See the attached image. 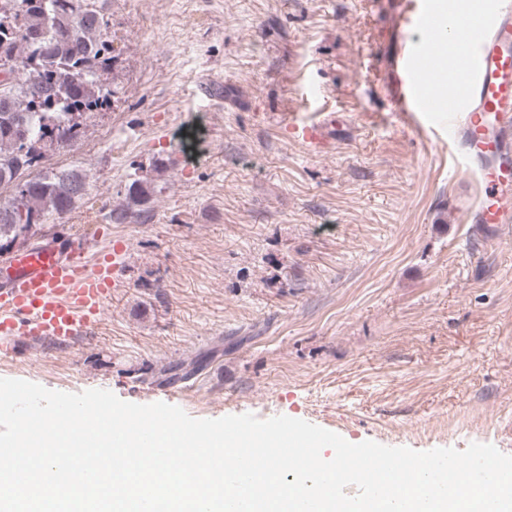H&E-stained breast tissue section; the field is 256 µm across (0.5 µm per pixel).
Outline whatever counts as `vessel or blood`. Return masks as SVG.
I'll return each mask as SVG.
<instances>
[{"label": "vessel or blood", "instance_id": "1", "mask_svg": "<svg viewBox=\"0 0 512 512\" xmlns=\"http://www.w3.org/2000/svg\"><path fill=\"white\" fill-rule=\"evenodd\" d=\"M401 26L420 30L425 41L410 45L383 89L401 115L413 122L444 112L461 127L462 157L475 164L478 224H512V0H480L461 21L447 26L433 0H404ZM463 53L458 89L447 100L424 93L423 81L444 45ZM331 117H288L281 127L309 152H324ZM128 244L113 241L94 265L64 242L16 254L0 275V354H16L21 341L66 342L96 328L115 286Z\"/></svg>", "mask_w": 512, "mask_h": 512}]
</instances>
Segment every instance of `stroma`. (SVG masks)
I'll return each instance as SVG.
<instances>
[{
  "mask_svg": "<svg viewBox=\"0 0 512 512\" xmlns=\"http://www.w3.org/2000/svg\"><path fill=\"white\" fill-rule=\"evenodd\" d=\"M401 2L108 0V104L52 159L87 194L42 235L129 250L96 329L19 347L0 378L151 404L159 370L200 355L174 401L195 419L512 455V224L474 223V172L381 88L419 38ZM313 112L336 115L320 154L278 127ZM158 161L150 219L113 223Z\"/></svg>",
  "mask_w": 512,
  "mask_h": 512,
  "instance_id": "35a3bbf8",
  "label": "stroma"
}]
</instances>
